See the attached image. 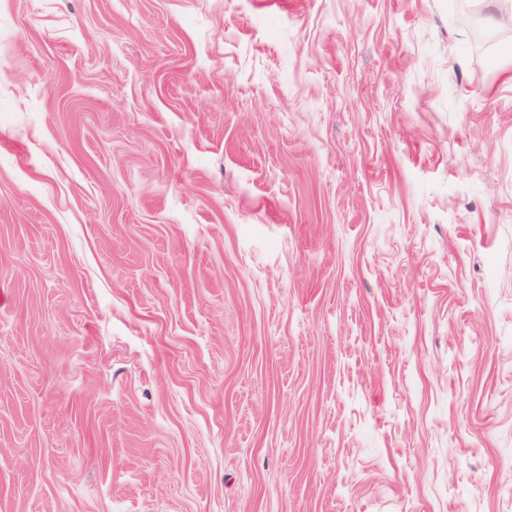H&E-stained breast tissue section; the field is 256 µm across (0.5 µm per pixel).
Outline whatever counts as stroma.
Here are the masks:
<instances>
[{"instance_id":"obj_1","label":"stroma","mask_w":512,"mask_h":512,"mask_svg":"<svg viewBox=\"0 0 512 512\" xmlns=\"http://www.w3.org/2000/svg\"><path fill=\"white\" fill-rule=\"evenodd\" d=\"M512 0H0V512H512Z\"/></svg>"}]
</instances>
